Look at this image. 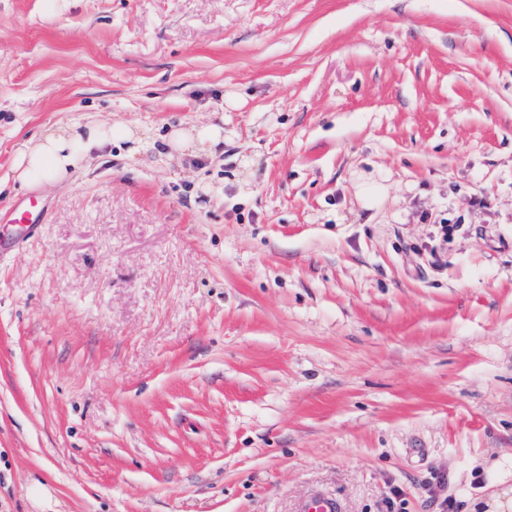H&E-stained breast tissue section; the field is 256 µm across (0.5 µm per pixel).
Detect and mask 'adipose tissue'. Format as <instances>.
<instances>
[{
  "mask_svg": "<svg viewBox=\"0 0 512 512\" xmlns=\"http://www.w3.org/2000/svg\"><path fill=\"white\" fill-rule=\"evenodd\" d=\"M121 133L118 127L108 129L97 124L73 125L26 142L16 152V179L27 187L61 182L81 162L107 150L113 137Z\"/></svg>",
  "mask_w": 512,
  "mask_h": 512,
  "instance_id": "obj_1",
  "label": "adipose tissue"
}]
</instances>
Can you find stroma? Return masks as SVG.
<instances>
[{"instance_id":"1","label":"stroma","mask_w":512,"mask_h":512,"mask_svg":"<svg viewBox=\"0 0 512 512\" xmlns=\"http://www.w3.org/2000/svg\"><path fill=\"white\" fill-rule=\"evenodd\" d=\"M87 123L140 145L20 186ZM32 193L0 512L512 498V0H0V204ZM123 134L127 135L126 130L118 127L71 125L49 132L37 141H27L16 152V180L27 187L61 182L69 176L71 169L112 146V136ZM299 512H342L340 500L322 490H315L298 506Z\"/></svg>"}]
</instances>
